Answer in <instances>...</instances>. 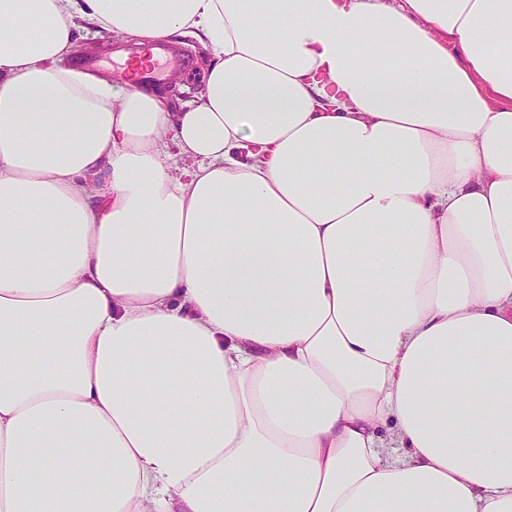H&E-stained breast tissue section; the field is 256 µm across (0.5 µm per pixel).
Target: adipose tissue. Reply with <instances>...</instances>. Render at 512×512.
<instances>
[{"label":"adipose tissue","instance_id":"1","mask_svg":"<svg viewBox=\"0 0 512 512\" xmlns=\"http://www.w3.org/2000/svg\"><path fill=\"white\" fill-rule=\"evenodd\" d=\"M0 512H512V0H0ZM85 45H86V47H85L84 51L82 52V54L79 57H77L79 60L89 54L96 55L101 60V61H99L98 59L92 58V57L86 58V64L88 66L93 67V66L97 65L99 62V65L95 68H87L86 67L88 70H97L100 68H107L112 73H115L116 69L113 68V66H112V60H109L106 63L104 61L108 58H112L113 53L117 49H122L123 47H126V46H133L134 44H124V43L114 42L107 35L102 36V37L97 36L96 38H93V33H91L90 35H88L87 39L85 40ZM182 65L180 53L163 43L148 47H129L115 66L121 70L124 79L134 84L159 82L168 72ZM178 49V48H177ZM188 60V66L185 68L177 69L178 72L182 75V82L188 85V89H185L182 94L176 92L178 97H181L182 100L190 99L192 94L198 89L200 86L202 70L194 64V54L189 49H178Z\"/></svg>","mask_w":512,"mask_h":512}]
</instances>
